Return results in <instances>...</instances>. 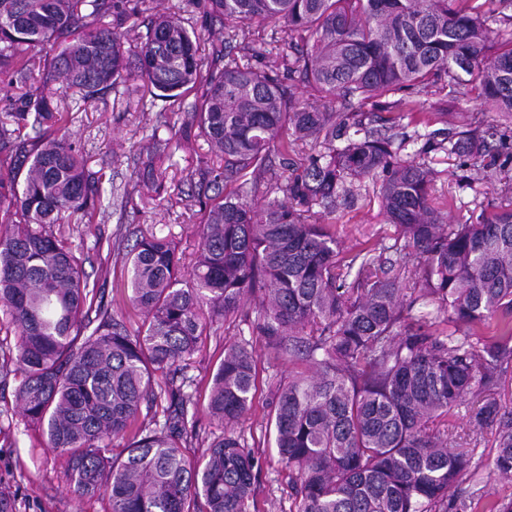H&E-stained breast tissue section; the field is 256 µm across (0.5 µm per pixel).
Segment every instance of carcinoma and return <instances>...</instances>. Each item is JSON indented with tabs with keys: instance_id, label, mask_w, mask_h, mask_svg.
Returning <instances> with one entry per match:
<instances>
[{
	"instance_id": "cac0c4a2",
	"label": "carcinoma",
	"mask_w": 512,
	"mask_h": 512,
	"mask_svg": "<svg viewBox=\"0 0 512 512\" xmlns=\"http://www.w3.org/2000/svg\"><path fill=\"white\" fill-rule=\"evenodd\" d=\"M156 2L0 0V170L12 172L0 176V330L17 336L23 415L66 457L71 492L106 495L111 512H247L258 458L231 433L185 455L199 439L193 394L172 375L253 296L268 348L301 365L269 385L296 512H462L448 495L474 462L448 448L447 418L463 398L479 402L472 429L496 430V470L512 476V407L497 399L512 336L479 333L493 318L512 322V202L449 224L419 156L512 172V0H180L203 14L200 32ZM140 18L146 33L128 45L121 28ZM269 26L292 53L263 60ZM439 82L454 100L488 103L504 126L448 125L420 101ZM53 83L87 100L134 83L165 100L194 89L190 110L157 124L219 159L196 160L194 262L153 231L126 254L142 315L134 334L66 232L101 205L79 150L55 135L68 110L45 94ZM370 101L379 111L363 110ZM406 112L425 133L403 158L392 130ZM171 142L153 129L140 172L149 193L164 188L154 161L171 157ZM379 174L383 216L411 255L392 276L380 244L342 257L331 230L337 199ZM418 303L436 306L447 329L412 315ZM257 361L245 344L224 345L213 418L248 413ZM163 395L174 405L164 423L138 421ZM117 438L127 440L119 458Z\"/></svg>"
}]
</instances>
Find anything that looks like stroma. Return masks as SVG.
Instances as JSON below:
<instances>
[{
  "instance_id": "stroma-1",
  "label": "stroma",
  "mask_w": 512,
  "mask_h": 512,
  "mask_svg": "<svg viewBox=\"0 0 512 512\" xmlns=\"http://www.w3.org/2000/svg\"><path fill=\"white\" fill-rule=\"evenodd\" d=\"M67 102L70 114L64 132L86 157L87 168L98 179L102 191L113 195L111 216L80 225L74 240L83 246L84 268L90 278H103L105 301L113 314L133 331L140 325L141 316L128 299L124 256L139 232L147 230L174 236L183 253L193 256L198 241L192 216V195L199 183L195 165L208 146L200 139L174 146L167 191L151 197L144 193L138 172L149 151L156 111L142 101L140 92L130 89L103 103L85 102L71 93ZM427 161L434 171L433 194L452 223L472 221L480 212L492 211L512 200V187L499 176L479 175L464 182L447 155L433 153ZM380 185L377 177L355 183L352 198L336 208L333 229L341 253L349 254L365 243L380 240L386 246L385 260L394 265L399 261L393 248L399 235L396 227L384 223L380 214ZM246 312V317L238 319L230 329L211 332L184 368V376L193 380L197 390L190 410L196 415L201 434L191 449L203 451L225 430L224 423L210 416L203 396L224 355L225 341L248 343L258 355L259 388L250 411L233 431L259 459L261 470L254 497L258 512H293L288 472L278 460L273 434L267 427L271 411L268 385L287 377L292 364L270 355L258 334L254 304H247ZM17 383L12 374L0 378V490L13 495L16 512H109L105 496L77 499L70 493L65 458L47 448L42 429L30 425L15 405L13 392ZM472 407V401L466 400L448 415L449 447L470 451L479 464L477 475L464 478L456 493L466 502L465 512H490L494 501L512 497V479L501 478L495 469L497 450L491 430L472 432Z\"/></svg>"
}]
</instances>
